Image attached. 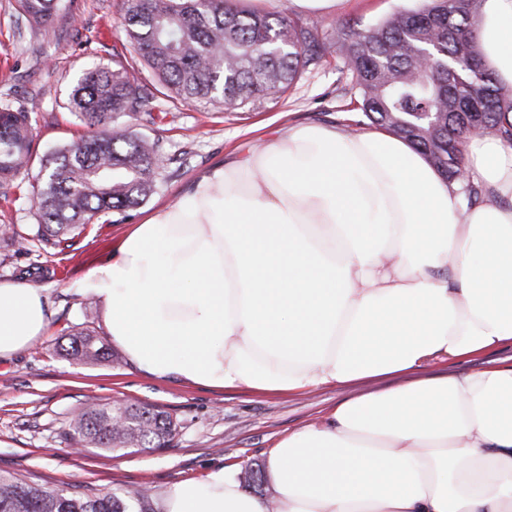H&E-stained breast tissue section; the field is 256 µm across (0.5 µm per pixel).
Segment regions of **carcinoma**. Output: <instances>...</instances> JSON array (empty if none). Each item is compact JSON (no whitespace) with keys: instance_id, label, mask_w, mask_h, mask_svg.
<instances>
[{"instance_id":"carcinoma-1","label":"carcinoma","mask_w":512,"mask_h":512,"mask_svg":"<svg viewBox=\"0 0 512 512\" xmlns=\"http://www.w3.org/2000/svg\"><path fill=\"white\" fill-rule=\"evenodd\" d=\"M30 27L53 30L66 17L64 0H16ZM479 0H425L379 24L350 28L340 51L359 97L363 119L407 140L450 181L463 184L469 202L484 196L466 181L463 141L493 133L512 141V89L482 63L474 32ZM123 31L132 52L160 85L183 103L219 101L238 109L284 96L328 47L288 10H238L226 0H127ZM155 93L142 83L125 54L113 66L87 71L73 87L69 111L90 128L78 142L46 158L34 199L37 224L13 232L17 242L43 251L65 250L89 225L110 212L144 204L173 162L160 140L127 129L121 117L152 115ZM479 112L474 123L467 113ZM29 113L0 107V189L11 188L31 160ZM66 355L86 363L119 357L88 329L62 330ZM176 425L152 404L112 406L92 401L70 424L77 444L103 451L163 448ZM246 489L264 485L262 465L240 476ZM152 491L101 492L74 484L56 489L23 474L0 473V512H158Z\"/></svg>"}]
</instances>
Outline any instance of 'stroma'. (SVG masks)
Masks as SVG:
<instances>
[{
	"label": "stroma",
	"mask_w": 512,
	"mask_h": 512,
	"mask_svg": "<svg viewBox=\"0 0 512 512\" xmlns=\"http://www.w3.org/2000/svg\"><path fill=\"white\" fill-rule=\"evenodd\" d=\"M420 5L421 0H339L333 12L316 20L320 37L331 45L325 61L280 100L227 109L212 102L183 104L160 94L152 116L121 118L120 128L160 139L176 162L163 173L162 185L149 201L128 213L103 217L60 254L11 244L3 234L8 227L23 231L35 224V172L22 174L13 188L0 193V278L24 280L41 265L54 271L40 283L53 312L47 332L11 360L0 362V472L29 474L59 489L84 483L104 492L149 488L160 494L172 484L238 465L243 457L266 461L281 439L325 420L343 399L409 379L512 364V345L503 344L474 357L433 361L406 375L290 394H257L245 388L220 390L158 380L134 371L125 361L84 364L62 352L68 344L59 335L63 327L103 333L99 304L80 294L78 283L111 255L129 225L141 223L161 204L176 201L195 176L223 163L225 155L262 147L284 124L354 129L361 114L348 91L349 78L337 49L344 32ZM124 10L125 0H74L73 21L44 32L20 28L16 0H0V107L31 109L36 156L87 134L66 101L83 73L111 65L114 49L125 42ZM91 397L104 403L161 406L176 425L175 435L159 450L121 454L75 449L70 421Z\"/></svg>",
	"instance_id": "obj_1"
}]
</instances>
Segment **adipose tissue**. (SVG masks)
Returning <instances> with one entry per match:
<instances>
[{"label": "adipose tissue", "mask_w": 512, "mask_h": 512, "mask_svg": "<svg viewBox=\"0 0 512 512\" xmlns=\"http://www.w3.org/2000/svg\"><path fill=\"white\" fill-rule=\"evenodd\" d=\"M484 63L512 85V0H485ZM469 204L408 142L291 126L200 173L80 281L128 363L156 379L297 392L512 342V143L463 145ZM44 289L0 279V361L38 341ZM270 497L234 467L160 512H512V366L340 401L282 439Z\"/></svg>", "instance_id": "adipose-tissue-1"}]
</instances>
